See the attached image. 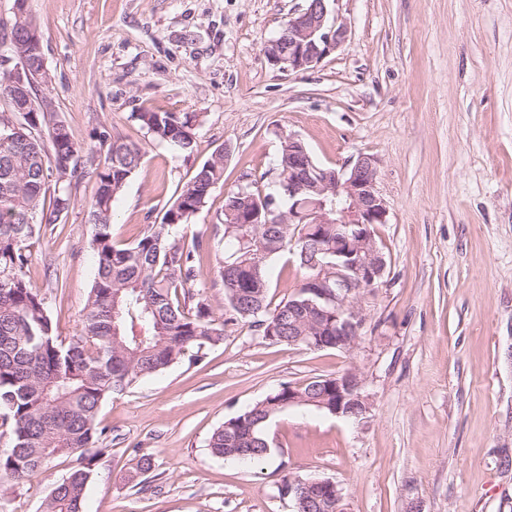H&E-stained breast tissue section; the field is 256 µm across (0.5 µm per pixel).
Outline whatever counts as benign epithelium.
Instances as JSON below:
<instances>
[{
	"mask_svg": "<svg viewBox=\"0 0 512 512\" xmlns=\"http://www.w3.org/2000/svg\"><path fill=\"white\" fill-rule=\"evenodd\" d=\"M328 0H308L306 9L289 18L278 36L265 43L267 58L284 70H308L340 47L347 27L329 19ZM9 112H52V100L42 94L39 105L32 103V76L47 74L45 66L36 69L25 49L12 53ZM288 167L278 171V185L288 197V211L273 209L274 198L253 193L241 186L236 208L224 209L232 224H307L309 233L323 242L321 258L302 254L307 270L299 293L305 304H295L292 312L308 315L305 333L288 340L311 350L327 348L353 350L366 316L361 302L364 294L380 287L386 260L377 245L372 226L386 223L387 208L377 191L378 159L361 154L352 166L328 169L314 163L301 139L287 138ZM363 379L348 370L322 383L315 398L304 385H288V400L282 408L314 405L330 414L350 418L369 411L362 395ZM298 512H312L325 504L333 512H346L343 490L325 478L297 476L289 482Z\"/></svg>",
	"mask_w": 512,
	"mask_h": 512,
	"instance_id": "1",
	"label": "benign epithelium"
}]
</instances>
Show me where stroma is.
<instances>
[{
    "instance_id": "35a3bbf8",
    "label": "stroma",
    "mask_w": 512,
    "mask_h": 512,
    "mask_svg": "<svg viewBox=\"0 0 512 512\" xmlns=\"http://www.w3.org/2000/svg\"><path fill=\"white\" fill-rule=\"evenodd\" d=\"M307 0H28L51 77L43 91L79 146L72 204L32 241L27 277L63 338L79 335L95 275L93 170L109 136L142 147L113 203L112 239L160 223L219 150L224 181L189 220L205 249L196 283L223 342L101 405L105 452L86 512H293L285 472L328 478L347 512H512V0H328L347 39L301 72L273 65L267 40ZM193 113L192 152L158 142L136 112ZM317 164L378 161L388 210L375 225L385 283L365 295L353 351L272 344L234 318L217 274L226 193H267L284 140ZM268 300L297 293L290 255L268 262ZM354 369L357 421L293 406L267 428L257 468L213 457V430L284 383ZM148 453L142 483L132 460ZM75 457L22 485L0 479V512H42Z\"/></svg>"
}]
</instances>
